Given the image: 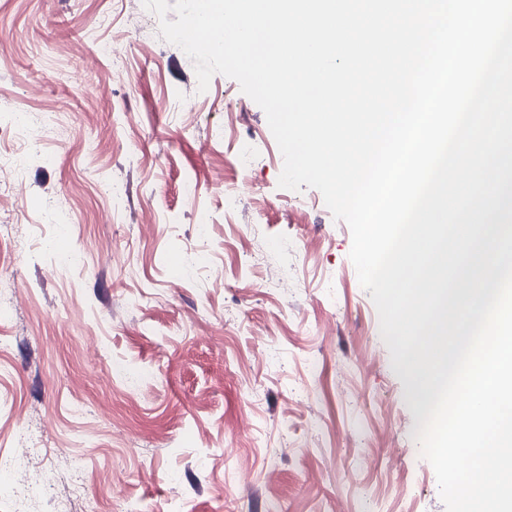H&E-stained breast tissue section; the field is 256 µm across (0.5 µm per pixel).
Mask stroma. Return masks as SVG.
Instances as JSON below:
<instances>
[{
	"label": "stroma",
	"instance_id": "1",
	"mask_svg": "<svg viewBox=\"0 0 512 512\" xmlns=\"http://www.w3.org/2000/svg\"><path fill=\"white\" fill-rule=\"evenodd\" d=\"M0 157L19 512H446L348 225L279 187L264 111L222 74L199 91L142 0H0Z\"/></svg>",
	"mask_w": 512,
	"mask_h": 512
}]
</instances>
